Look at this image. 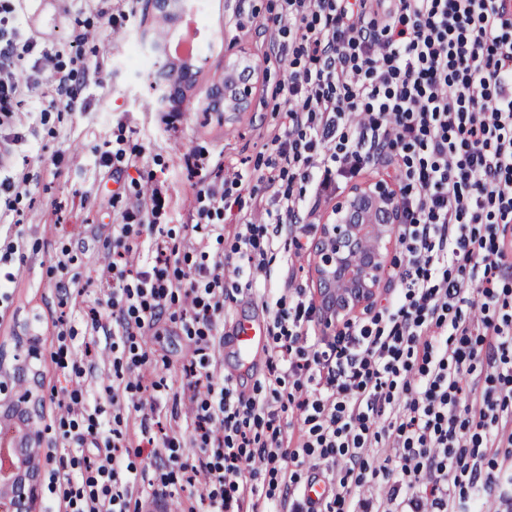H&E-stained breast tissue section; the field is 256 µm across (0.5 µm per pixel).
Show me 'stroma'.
Returning <instances> with one entry per match:
<instances>
[{"label":"stroma","mask_w":512,"mask_h":512,"mask_svg":"<svg viewBox=\"0 0 512 512\" xmlns=\"http://www.w3.org/2000/svg\"><path fill=\"white\" fill-rule=\"evenodd\" d=\"M206 21L222 29L219 51L203 57L197 80L185 88L181 98L167 108L157 107L149 78L141 76L129 59L130 45L140 43L144 33L169 31V24L136 8L120 37H104L98 44V59L103 70L86 77V109L71 113L64 120L42 121L43 101L31 97L25 104L28 122L13 130L0 131L9 138L16 155L28 156L37 184L21 197L18 207L25 214L20 224L0 220V256L11 254L21 262L22 272L8 294L0 297V344L12 348L17 336L40 339L41 359L37 363L43 400L41 425L45 430L44 447L51 456L48 469H56L57 459L66 456L59 438V413L51 393L65 387L62 371L55 363L58 343L54 322L62 308L78 307L75 299H61L57 284L61 273H49L50 255L72 250L70 273L92 274L105 261L103 243L112 236V192L119 189L133 193L130 176L113 180L96 165V148L104 142L123 137L143 147L144 169L170 185L171 200L160 221L173 231L190 223L193 200L178 166L179 158L189 149L225 161L254 160L275 124L263 98L282 79L284 70L270 61L265 37L257 29L237 30L229 19L234 13L255 15L257 21L268 18L270 0H203ZM32 29L46 33L60 53L62 63L75 55L77 37L100 29L104 16L83 0H42L30 13ZM261 61L259 93L252 107L239 121L223 123L205 111L207 89L221 79L225 57L240 51ZM157 335L148 337L146 349L152 361L168 360L157 375L171 389L182 383V365L191 354L190 341L180 325L162 320ZM222 372L234 377L239 389L251 390L267 370L268 350H260L252 364H244L231 345L223 347Z\"/></svg>","instance_id":"1"}]
</instances>
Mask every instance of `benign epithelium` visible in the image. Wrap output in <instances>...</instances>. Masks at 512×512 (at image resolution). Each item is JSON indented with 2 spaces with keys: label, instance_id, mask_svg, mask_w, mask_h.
<instances>
[{
  "label": "benign epithelium",
  "instance_id": "7a95c632",
  "mask_svg": "<svg viewBox=\"0 0 512 512\" xmlns=\"http://www.w3.org/2000/svg\"><path fill=\"white\" fill-rule=\"evenodd\" d=\"M182 0H146L157 17L173 20ZM259 64L247 55L224 64V79L207 94V111L224 115L228 123L250 110L257 90ZM196 72L188 66L162 69L154 81L163 105L172 89L191 86ZM403 223L400 193L387 178L355 182L323 213L312 246L318 309L324 319L349 320L370 314L381 290L396 245L395 228ZM39 339L14 337V353L0 347V423L16 431L15 448L0 457V504L6 512H42L43 477L47 456L40 425Z\"/></svg>",
  "mask_w": 512,
  "mask_h": 512
}]
</instances>
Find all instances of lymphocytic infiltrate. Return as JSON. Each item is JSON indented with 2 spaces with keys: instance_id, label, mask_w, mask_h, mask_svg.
Returning a JSON list of instances; mask_svg holds the SVG:
<instances>
[{
  "instance_id": "obj_1",
  "label": "lymphocytic infiltrate",
  "mask_w": 512,
  "mask_h": 512,
  "mask_svg": "<svg viewBox=\"0 0 512 512\" xmlns=\"http://www.w3.org/2000/svg\"><path fill=\"white\" fill-rule=\"evenodd\" d=\"M21 4L0 0V127L20 125L35 93L59 113L84 104V84ZM262 28L287 70L261 191L238 167L188 151L183 245L157 222L158 193L138 191L112 217L96 274L107 296H89L77 276L62 285L82 298L91 335L127 348L103 391L141 415L130 430L118 413L101 420L84 386L98 352L73 361L70 389L53 399L71 446L56 472L62 512H127L134 492L165 498L179 482L207 512H312L310 470L328 485L319 512L512 501V0H279ZM379 166L393 168L407 216L391 298L326 338L304 288L264 296L266 373L248 392L218 377L210 356L227 297L255 293L282 240L307 251L309 217ZM211 239L223 253L191 263L189 246ZM164 318L180 322L193 359L185 425L158 438L168 385L152 379L140 341ZM158 441L178 471L137 465Z\"/></svg>"
}]
</instances>
